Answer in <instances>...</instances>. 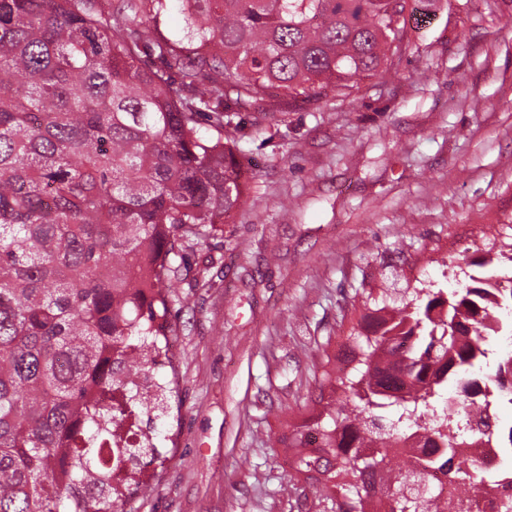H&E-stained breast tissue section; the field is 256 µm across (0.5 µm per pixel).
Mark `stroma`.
<instances>
[{"mask_svg": "<svg viewBox=\"0 0 512 512\" xmlns=\"http://www.w3.org/2000/svg\"><path fill=\"white\" fill-rule=\"evenodd\" d=\"M385 80L236 144L245 195L183 244L163 462L126 512H330L283 445L361 314L512 242V0H411Z\"/></svg>", "mask_w": 512, "mask_h": 512, "instance_id": "35a3bbf8", "label": "stroma"}]
</instances>
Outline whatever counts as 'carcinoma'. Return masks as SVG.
<instances>
[{"label": "carcinoma", "instance_id": "carcinoma-1", "mask_svg": "<svg viewBox=\"0 0 512 512\" xmlns=\"http://www.w3.org/2000/svg\"><path fill=\"white\" fill-rule=\"evenodd\" d=\"M177 5L183 35L159 29ZM406 0H0V512H120L94 448L116 409L96 391L143 367L170 331L182 241H206L240 208L235 113L347 97L383 79L405 36ZM206 121L213 134L199 132ZM371 310L323 372L288 448L334 512H435L409 486L437 464L463 496L492 473L454 466L457 437L433 430L422 469L393 472L391 453L418 408L482 363L512 288L492 278ZM486 379L512 405L505 374ZM402 403L396 421L378 413Z\"/></svg>", "mask_w": 512, "mask_h": 512}]
</instances>
